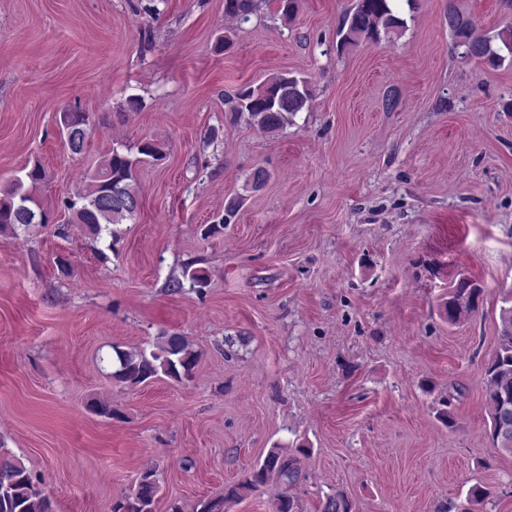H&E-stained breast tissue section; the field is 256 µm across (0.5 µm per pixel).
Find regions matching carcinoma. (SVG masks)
<instances>
[{"mask_svg": "<svg viewBox=\"0 0 512 512\" xmlns=\"http://www.w3.org/2000/svg\"><path fill=\"white\" fill-rule=\"evenodd\" d=\"M391 2L393 0H354L342 17L337 49L343 52L363 41L379 43L400 35L405 21L395 13ZM255 7L254 0H224V12L237 18H247ZM460 17L461 13L452 10L448 15V28L452 35L463 38L464 49L471 52V57L492 67L512 57V22L489 36L478 33L472 23L455 29L454 20ZM310 99L309 82L284 72L270 76L256 87L239 89L226 105L228 111L247 112L262 129L275 132L307 110ZM60 125L71 130L72 153H81L92 134L89 115L63 112ZM137 153L143 161L163 159L161 148L147 139L137 144ZM137 164L125 146L119 144L112 148L89 176L87 188L63 201L65 209L71 212V223L83 226L95 241L105 236L118 238L116 226L134 219L140 209V197L133 187ZM42 180V169L36 164L25 172V177L16 178L0 190V231L26 230L34 224L35 218L51 216V211L35 198L34 189ZM483 296L484 289L477 280L458 273L448 284L445 305L448 323L456 324L478 313ZM502 303L497 346L483 370L484 401L490 419L489 437L494 447L512 453V291L502 298ZM116 356L118 365L110 376L114 384L124 387H136L161 373L176 382L188 381L197 364L196 352L186 337L178 333L162 337L156 351L118 350ZM274 477L287 486L299 478L295 459L277 447L270 450L249 480L225 487L224 496L208 501L202 512H224V504L243 498ZM159 488L157 471L151 467L143 469L133 488L115 502L112 512H155ZM489 496L490 492L473 488L466 503L453 504L448 512H477V506ZM352 509V503L341 491L326 495L322 506V512H352ZM0 512H53L50 498L31 472L7 453L0 454Z\"/></svg>", "mask_w": 512, "mask_h": 512, "instance_id": "1", "label": "carcinoma"}]
</instances>
